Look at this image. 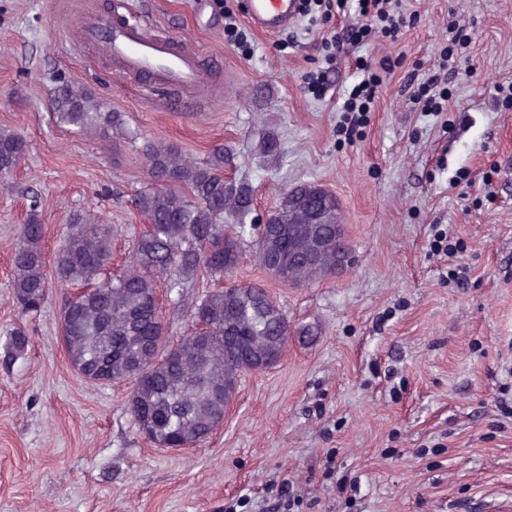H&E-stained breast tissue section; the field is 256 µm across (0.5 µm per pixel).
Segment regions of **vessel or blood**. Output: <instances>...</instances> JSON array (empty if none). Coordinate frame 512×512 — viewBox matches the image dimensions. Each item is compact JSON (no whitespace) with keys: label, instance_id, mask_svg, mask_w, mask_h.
<instances>
[{"label":"vessel or blood","instance_id":"b4317fda","mask_svg":"<svg viewBox=\"0 0 512 512\" xmlns=\"http://www.w3.org/2000/svg\"><path fill=\"white\" fill-rule=\"evenodd\" d=\"M299 0H249L251 25L273 34L296 22ZM81 42L97 45L126 74L148 77L150 85L184 92L207 85L209 73L200 50L146 23L126 18L86 17L78 23Z\"/></svg>","mask_w":512,"mask_h":512}]
</instances>
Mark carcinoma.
<instances>
[{"label": "carcinoma", "instance_id": "obj_1", "mask_svg": "<svg viewBox=\"0 0 512 512\" xmlns=\"http://www.w3.org/2000/svg\"><path fill=\"white\" fill-rule=\"evenodd\" d=\"M51 107L57 120L101 137L125 128L122 113L106 109L85 86L61 79ZM266 160L280 151L275 135L259 138ZM28 151L27 141L0 132V175L13 171ZM151 188L138 198L147 229L131 259L112 268V235L117 227L100 216H79L56 250L54 279L75 292L65 300L61 332L75 372L91 383H133L128 404L134 426L155 448L182 441L201 445L224 421V389L252 372L249 361L281 358L292 329L261 283L214 288L188 311L193 331L172 341L158 301L181 300L184 288L207 276L224 280L242 259L240 241L255 237L256 257L282 284L305 286L334 268L338 202L315 184L283 194L268 224H248L254 188L224 174L229 161L216 147L204 162L178 147L149 141L142 149ZM326 192L320 197L318 193ZM45 226L36 208L18 228L11 255L12 293L29 312L47 299L49 277L43 249Z\"/></svg>", "mask_w": 512, "mask_h": 512}]
</instances>
